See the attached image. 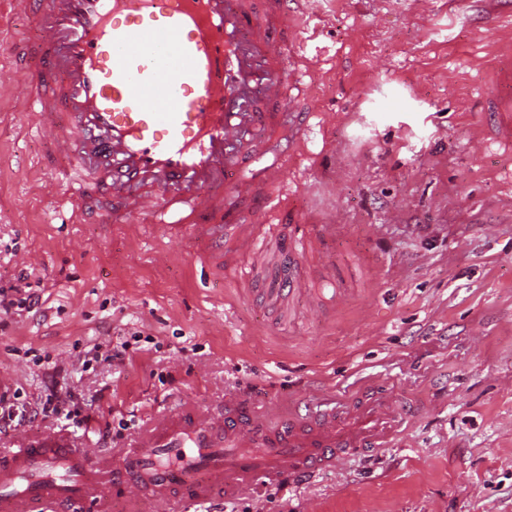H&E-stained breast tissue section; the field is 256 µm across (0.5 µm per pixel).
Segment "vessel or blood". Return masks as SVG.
I'll return each mask as SVG.
<instances>
[{"label": "vessel or blood", "mask_w": 512, "mask_h": 512, "mask_svg": "<svg viewBox=\"0 0 512 512\" xmlns=\"http://www.w3.org/2000/svg\"><path fill=\"white\" fill-rule=\"evenodd\" d=\"M24 2L36 45L11 34L15 0H0V49L30 128L65 165L73 217L146 219L211 264L228 242L257 253L288 190V159L318 118L303 96L309 0ZM487 79L490 125L511 147V51ZM385 444L364 401L271 427L233 395L217 412L159 419L115 461L59 432L13 438L0 512H110V479L161 503L231 498Z\"/></svg>", "instance_id": "obj_1"}]
</instances>
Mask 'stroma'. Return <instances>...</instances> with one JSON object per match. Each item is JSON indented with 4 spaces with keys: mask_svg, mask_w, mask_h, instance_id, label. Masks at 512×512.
<instances>
[{
    "mask_svg": "<svg viewBox=\"0 0 512 512\" xmlns=\"http://www.w3.org/2000/svg\"><path fill=\"white\" fill-rule=\"evenodd\" d=\"M303 36L315 109L332 120L277 221L337 231L297 255L268 237L244 281L232 266L211 277L189 248L62 219L48 141L23 126L0 69V278L42 285L0 329V379L33 403L64 366L93 415L78 431L51 417L15 432L117 458L158 417L232 394L274 423L376 386L413 413L390 422L388 447L141 512H512V159L479 118L487 66L512 47V0H312ZM322 265L344 297L323 290ZM292 268L317 304L268 303Z\"/></svg>",
    "mask_w": 512,
    "mask_h": 512,
    "instance_id": "35a3bbf8",
    "label": "stroma"
}]
</instances>
